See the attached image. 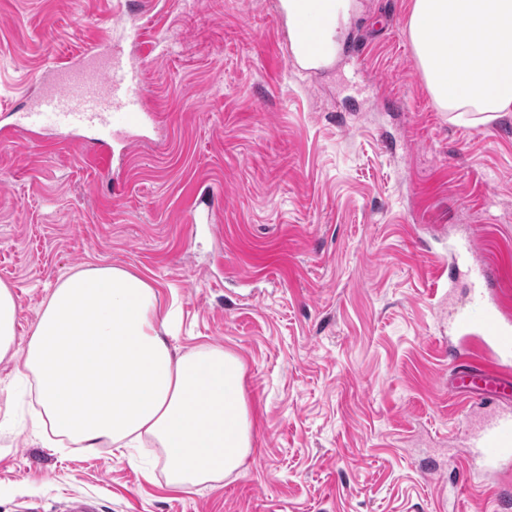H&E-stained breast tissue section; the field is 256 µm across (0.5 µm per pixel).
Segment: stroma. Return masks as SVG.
I'll return each instance as SVG.
<instances>
[{
  "label": "stroma",
  "mask_w": 512,
  "mask_h": 512,
  "mask_svg": "<svg viewBox=\"0 0 512 512\" xmlns=\"http://www.w3.org/2000/svg\"><path fill=\"white\" fill-rule=\"evenodd\" d=\"M117 0H0V128L58 63L112 34L156 119L112 122L107 168L78 141L0 139V281L25 344L65 276L127 269L176 310L169 346L236 354L252 448L217 483L171 488L153 448L88 451L35 432L0 362V512H483L448 471L476 417L448 383L441 278L460 241L512 258V111L452 121L408 37L411 0H350L331 65L289 61L280 0H149L137 36Z\"/></svg>",
  "instance_id": "1"
}]
</instances>
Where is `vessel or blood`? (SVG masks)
Returning <instances> with one entry per match:
<instances>
[{
    "label": "vessel or blood",
    "mask_w": 512,
    "mask_h": 512,
    "mask_svg": "<svg viewBox=\"0 0 512 512\" xmlns=\"http://www.w3.org/2000/svg\"><path fill=\"white\" fill-rule=\"evenodd\" d=\"M141 80L119 52L112 36L89 45L74 62L59 66L54 84L43 87L16 115V128L32 132L50 125L59 142L70 131L94 127L100 139L111 135L113 113H120L133 129L148 114ZM478 284L464 304L448 314V329L458 343L447 350L451 384L456 391L482 399L512 386V310L488 286L485 268H478ZM465 472L456 488L470 489L468 471L480 468L498 485L512 481L505 466L512 464V409L483 420L468 439Z\"/></svg>",
    "instance_id": "b4317fda"
}]
</instances>
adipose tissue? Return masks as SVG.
Segmentation results:
<instances>
[{"label": "adipose tissue", "instance_id": "obj_1", "mask_svg": "<svg viewBox=\"0 0 512 512\" xmlns=\"http://www.w3.org/2000/svg\"><path fill=\"white\" fill-rule=\"evenodd\" d=\"M408 34L439 109L485 123L512 110V0H413ZM16 314L0 282V361L33 375L39 429L88 449L152 442L175 486L220 481L249 455L241 361L211 345L173 355V317L144 278L94 266L61 279L22 352Z\"/></svg>", "mask_w": 512, "mask_h": 512}]
</instances>
